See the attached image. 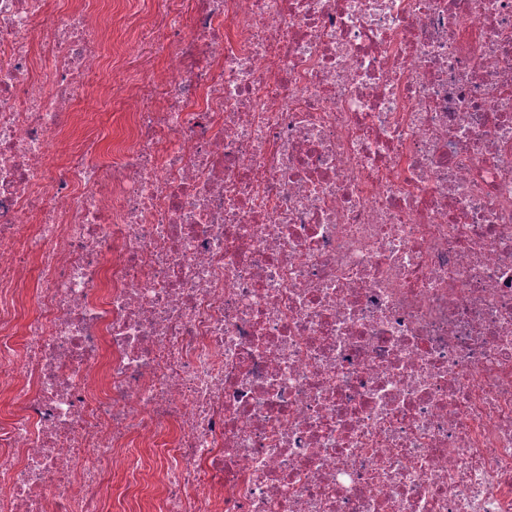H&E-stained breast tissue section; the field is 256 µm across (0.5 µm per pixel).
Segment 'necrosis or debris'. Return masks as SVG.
<instances>
[{
  "label": "necrosis or debris",
  "mask_w": 512,
  "mask_h": 512,
  "mask_svg": "<svg viewBox=\"0 0 512 512\" xmlns=\"http://www.w3.org/2000/svg\"><path fill=\"white\" fill-rule=\"evenodd\" d=\"M192 4L0 0V512H512V0ZM129 1H141V5H138L139 18L141 24L140 36L149 35L151 28L156 20H158L166 11L169 0H129ZM142 1H146L145 5H142Z\"/></svg>",
  "instance_id": "necrosis-or-debris-1"
}]
</instances>
